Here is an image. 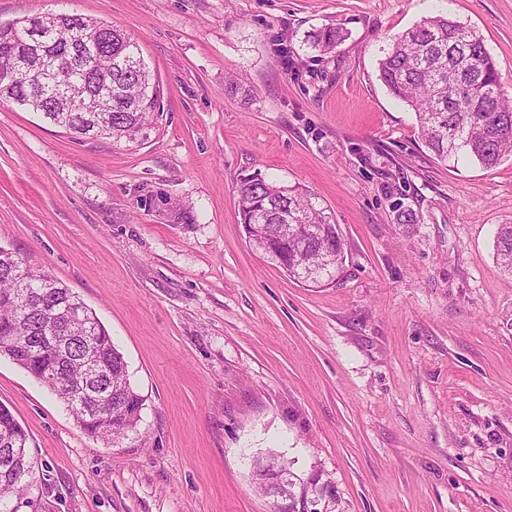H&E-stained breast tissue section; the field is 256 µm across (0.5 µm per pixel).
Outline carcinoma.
I'll use <instances>...</instances> for the list:
<instances>
[{"label": "carcinoma", "mask_w": 512, "mask_h": 512, "mask_svg": "<svg viewBox=\"0 0 512 512\" xmlns=\"http://www.w3.org/2000/svg\"><path fill=\"white\" fill-rule=\"evenodd\" d=\"M100 30L97 50L84 53L86 35ZM344 38L339 27L317 34L315 46L332 51ZM36 56L21 57L0 74V101L13 102L60 128L75 141L108 139L136 144L161 112L162 90L146 66L138 41L108 23L57 13L0 25V59L28 44ZM73 66L37 87L27 75L64 50ZM379 80L416 114L426 145L443 161L469 156L486 168L512 154V100L501 90L495 60L474 30L437 14L391 37L378 63ZM238 207L250 245L269 242L264 255L293 279L333 283L343 268L344 240L332 234L333 216L302 187L279 185L259 173L237 183ZM288 225L281 236L279 225ZM496 259L512 273V224L499 225ZM0 355L46 385L69 407L83 432L109 442L136 430L143 398L131 385L127 363L101 321L65 284L45 271L19 269V254L0 247ZM29 434L0 404V512H19L34 483ZM275 463L287 470L293 498L292 462L274 453L252 460L254 487L265 494Z\"/></svg>", "instance_id": "1"}]
</instances>
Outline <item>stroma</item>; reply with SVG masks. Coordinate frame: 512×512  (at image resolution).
Here are the masks:
<instances>
[{"label": "stroma", "instance_id": "35a3bbf8", "mask_svg": "<svg viewBox=\"0 0 512 512\" xmlns=\"http://www.w3.org/2000/svg\"><path fill=\"white\" fill-rule=\"evenodd\" d=\"M60 12L133 35L163 110L130 148L0 103V247L96 312L144 406L103 444L0 356V404L48 473L21 512H512V158L441 161L378 78L389 38L444 12L512 95V0H0V22ZM328 26L345 37L323 54ZM253 172L332 214L336 283L249 246ZM270 450L294 502L253 489ZM495 245L497 263L512 274V224L499 225Z\"/></svg>", "mask_w": 512, "mask_h": 512}]
</instances>
